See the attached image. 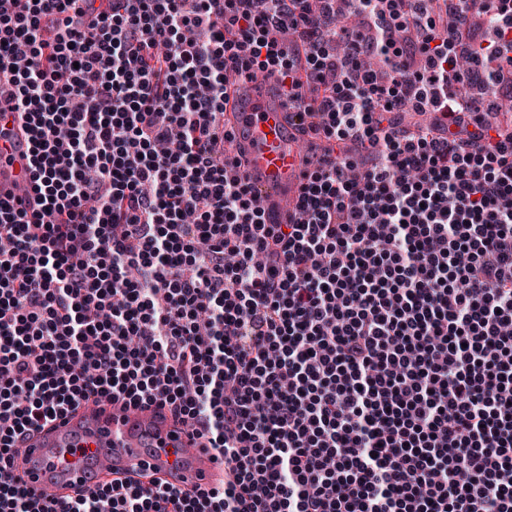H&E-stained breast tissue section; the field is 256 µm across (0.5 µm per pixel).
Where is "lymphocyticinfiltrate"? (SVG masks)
<instances>
[{"instance_id": "1", "label": "lymphocytic infiltrate", "mask_w": 512, "mask_h": 512, "mask_svg": "<svg viewBox=\"0 0 512 512\" xmlns=\"http://www.w3.org/2000/svg\"><path fill=\"white\" fill-rule=\"evenodd\" d=\"M0 0V512H512V0ZM344 145L269 224L225 85ZM166 409L221 487L40 498L29 432ZM13 100L0 93V111H6V120H0V200L34 199L28 173L30 140L27 130L11 112ZM12 123V127H9Z\"/></svg>"}]
</instances>
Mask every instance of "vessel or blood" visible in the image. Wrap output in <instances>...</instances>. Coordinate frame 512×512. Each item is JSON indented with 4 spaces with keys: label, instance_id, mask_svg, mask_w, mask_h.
Segmentation results:
<instances>
[{
    "label": "vessel or blood",
    "instance_id": "1",
    "mask_svg": "<svg viewBox=\"0 0 512 512\" xmlns=\"http://www.w3.org/2000/svg\"><path fill=\"white\" fill-rule=\"evenodd\" d=\"M12 106V99L0 94V111L5 114L0 120L2 201L32 195L31 144ZM225 119L236 133L241 173L268 223H288L297 214L302 176L314 162L306 149L300 114L289 111L270 84L247 82L238 86ZM23 446L27 484L56 500L113 479L194 489L222 485L225 478L223 465L203 441L153 405L91 403L32 431Z\"/></svg>",
    "mask_w": 512,
    "mask_h": 512
}]
</instances>
